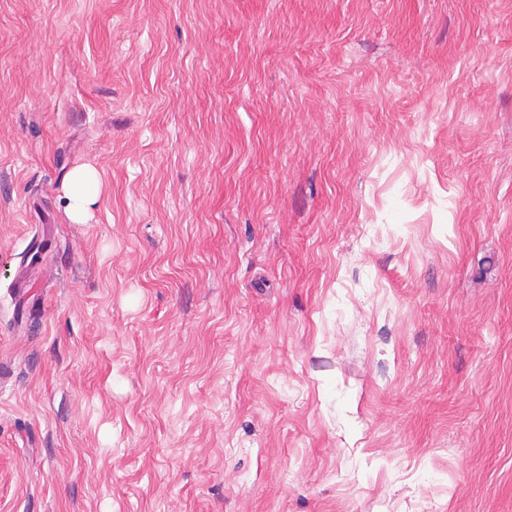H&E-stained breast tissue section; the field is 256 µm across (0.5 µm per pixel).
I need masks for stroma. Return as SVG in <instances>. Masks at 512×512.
<instances>
[{
  "instance_id": "35a3bbf8",
  "label": "stroma",
  "mask_w": 512,
  "mask_h": 512,
  "mask_svg": "<svg viewBox=\"0 0 512 512\" xmlns=\"http://www.w3.org/2000/svg\"><path fill=\"white\" fill-rule=\"evenodd\" d=\"M0 512H512V0H0ZM101 177L93 167L75 168L65 181L63 192L69 215L76 223H85L99 197Z\"/></svg>"
}]
</instances>
